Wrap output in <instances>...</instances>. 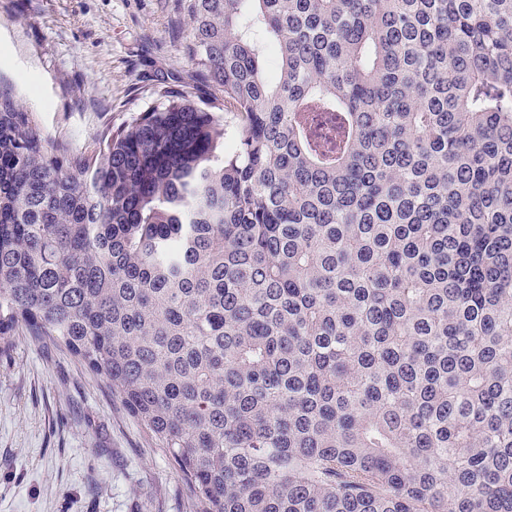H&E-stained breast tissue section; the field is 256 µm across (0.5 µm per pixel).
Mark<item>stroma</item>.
I'll list each match as a JSON object with an SVG mask.
<instances>
[{
    "mask_svg": "<svg viewBox=\"0 0 512 512\" xmlns=\"http://www.w3.org/2000/svg\"><path fill=\"white\" fill-rule=\"evenodd\" d=\"M179 0H0V81L73 151L191 82ZM0 512H199L191 484L68 348L0 353Z\"/></svg>",
    "mask_w": 512,
    "mask_h": 512,
    "instance_id": "stroma-1",
    "label": "stroma"
}]
</instances>
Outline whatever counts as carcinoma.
Instances as JSON below:
<instances>
[{"label":"carcinoma","instance_id":"1","mask_svg":"<svg viewBox=\"0 0 512 512\" xmlns=\"http://www.w3.org/2000/svg\"><path fill=\"white\" fill-rule=\"evenodd\" d=\"M193 91L73 155L0 83V351L102 374L202 512H512V0H185ZM215 95L217 106L221 108V110H216L217 112H224V151L228 148L235 145L237 141L238 131H237V121L233 116V113L229 107H224V96L220 94L218 91L213 92Z\"/></svg>","mask_w":512,"mask_h":512}]
</instances>
